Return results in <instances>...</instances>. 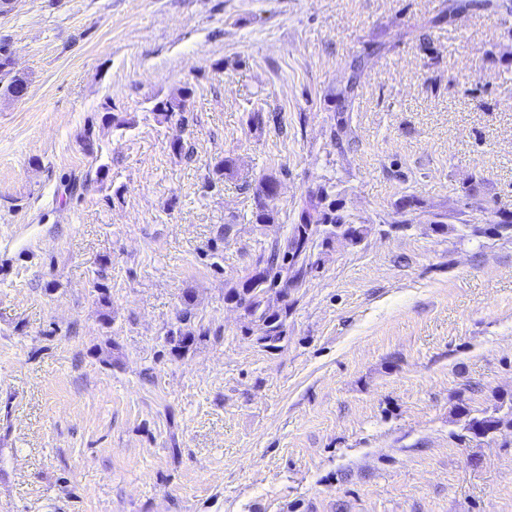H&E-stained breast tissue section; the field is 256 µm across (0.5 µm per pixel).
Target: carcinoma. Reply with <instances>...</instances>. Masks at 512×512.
<instances>
[{"instance_id":"cac0c4a2","label":"carcinoma","mask_w":512,"mask_h":512,"mask_svg":"<svg viewBox=\"0 0 512 512\" xmlns=\"http://www.w3.org/2000/svg\"><path fill=\"white\" fill-rule=\"evenodd\" d=\"M468 11L487 12L504 25L512 21V6L501 11L497 0H448V11L437 17L435 22H452ZM361 66V58L352 59L346 84L336 95L339 108L333 136L336 145L341 148L352 142V129L345 113L351 111L357 96ZM24 82L25 78L11 69L8 49L0 44V95L15 92ZM190 95L191 89L183 87L156 100L152 112L168 121L173 115L184 111ZM278 187L279 180L274 175L266 176L255 184V210L251 214V223H275L276 211L270 206V198L276 194ZM367 233L368 226L355 223L351 215L343 210V205L332 198L328 187L321 185L317 190L307 192L301 199L298 222L292 225L290 233L257 257L252 269L240 279L242 288L231 286L224 293L225 301L243 309L247 320L245 333L265 348H277L287 335L288 304L271 305V302L264 300L265 290L272 289V286L284 279L296 288L301 287L319 264V260L315 259L316 249L329 247L338 234L359 243ZM190 307L191 301L187 297L184 299L182 318L176 327L167 332L166 341L179 356L194 350L208 336V332L188 325ZM457 411L458 416L465 418L464 428L472 434L479 430L486 431L501 420V417L493 413L472 417L470 411L462 405L457 407Z\"/></svg>"}]
</instances>
